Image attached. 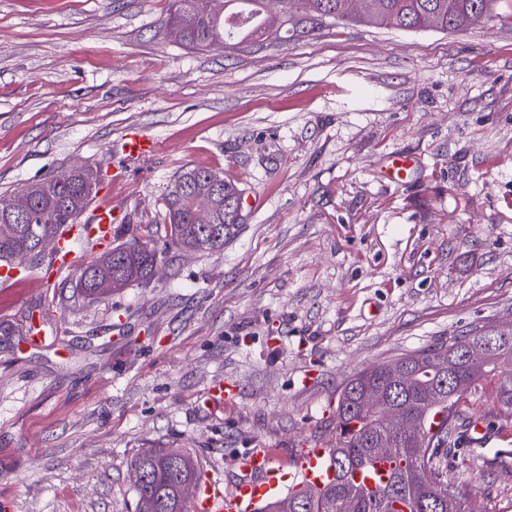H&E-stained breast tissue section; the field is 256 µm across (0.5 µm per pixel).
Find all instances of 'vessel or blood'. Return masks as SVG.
<instances>
[{"instance_id": "1", "label": "vessel or blood", "mask_w": 512, "mask_h": 512, "mask_svg": "<svg viewBox=\"0 0 512 512\" xmlns=\"http://www.w3.org/2000/svg\"><path fill=\"white\" fill-rule=\"evenodd\" d=\"M121 149L129 158L146 157L155 151L156 143L147 136L129 133L124 135ZM113 219L111 204L103 203L93 209L87 223L61 228L55 248L48 257L49 265L57 267L74 263L76 253L72 242L75 238H83L99 247L110 243L114 233ZM331 454V449L322 445L307 449L299 460L296 473L292 474L276 466L268 451H252L240 461L242 477L233 491H225L223 481L211 476L201 483L195 512H255L259 504L280 497L282 490L296 478L315 488L324 487L335 475Z\"/></svg>"}]
</instances>
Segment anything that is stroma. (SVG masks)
Listing matches in <instances>:
<instances>
[{
	"label": "stroma",
	"mask_w": 512,
	"mask_h": 512,
	"mask_svg": "<svg viewBox=\"0 0 512 512\" xmlns=\"http://www.w3.org/2000/svg\"><path fill=\"white\" fill-rule=\"evenodd\" d=\"M170 0H0V194L75 165L119 242L165 222L184 170L241 222L199 255L164 233L149 283L90 303L75 267L0 281V512H134L131 461L187 449L296 470L359 370L512 322V24H339L285 46L186 47ZM158 143L139 160L129 128ZM415 160L385 180L387 156ZM230 382L217 404L210 386ZM467 512H512V427L460 445Z\"/></svg>",
	"instance_id": "stroma-1"
}]
</instances>
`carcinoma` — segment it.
<instances>
[{"label": "carcinoma", "instance_id": "obj_1", "mask_svg": "<svg viewBox=\"0 0 512 512\" xmlns=\"http://www.w3.org/2000/svg\"><path fill=\"white\" fill-rule=\"evenodd\" d=\"M497 17L512 21V0H172L166 24L182 29L183 43L193 49L212 46L286 45L310 38L341 21L402 31H456ZM97 172L78 175L66 188L44 178L32 182L33 208L29 216L14 218L10 232L0 233V263L27 253L40 261L53 245L59 228L75 224L89 205ZM241 193L235 183L212 169L182 172L166 198L169 223L177 225L172 241L192 253L224 248V237L240 221ZM158 252L143 242L117 245L80 268L76 287L96 300L108 294L97 288L107 271L115 290L153 278ZM439 343L417 351L423 366L410 363L412 354L394 362L408 363L399 380L384 365L364 369L343 385L336 406V438L332 448L333 482L316 489H288V495L256 512H465L464 493L448 479L447 451L455 446L463 424L459 405L479 381L492 384L495 402L512 414V341L492 351L477 374L448 359ZM405 406L422 429L426 442L401 434L377 409L360 411L361 401L377 392ZM425 448L420 452L419 448ZM381 456L393 461L389 476L368 490L355 474ZM132 469L143 474L134 485L135 512H188L178 490L185 482L198 483L200 464L188 451L173 455L167 448H149L135 457Z\"/></svg>", "mask_w": 512, "mask_h": 512}]
</instances>
